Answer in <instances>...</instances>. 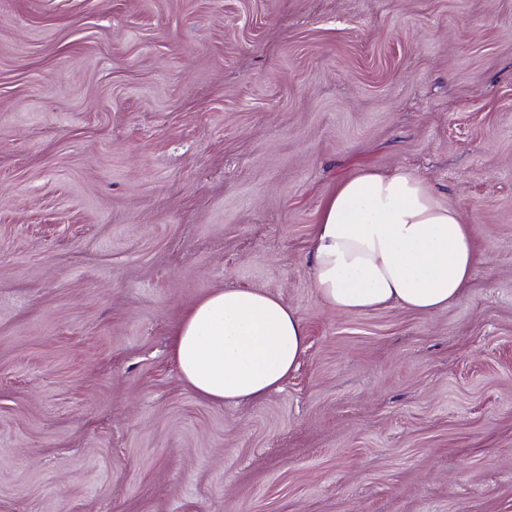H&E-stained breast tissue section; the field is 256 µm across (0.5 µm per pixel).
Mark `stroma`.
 I'll return each mask as SVG.
<instances>
[{
	"label": "stroma",
	"mask_w": 512,
	"mask_h": 512,
	"mask_svg": "<svg viewBox=\"0 0 512 512\" xmlns=\"http://www.w3.org/2000/svg\"><path fill=\"white\" fill-rule=\"evenodd\" d=\"M397 169L484 259L337 313L321 204ZM225 288L308 331L259 401L169 356ZM0 512H512V0H0Z\"/></svg>",
	"instance_id": "obj_1"
}]
</instances>
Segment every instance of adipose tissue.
Segmentation results:
<instances>
[{"instance_id": "obj_1", "label": "adipose tissue", "mask_w": 512, "mask_h": 512, "mask_svg": "<svg viewBox=\"0 0 512 512\" xmlns=\"http://www.w3.org/2000/svg\"><path fill=\"white\" fill-rule=\"evenodd\" d=\"M481 256L474 228L441 205L416 176L368 171L324 201L311 246L319 300L344 314L390 305L448 309ZM308 348L304 323L279 299L249 288L216 290L179 322L171 354L181 378L216 403L279 390Z\"/></svg>"}]
</instances>
